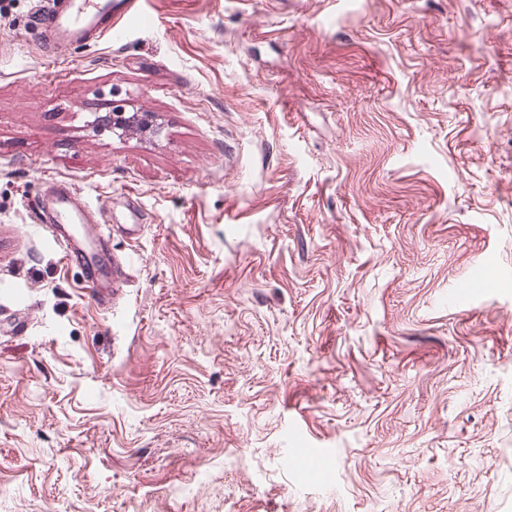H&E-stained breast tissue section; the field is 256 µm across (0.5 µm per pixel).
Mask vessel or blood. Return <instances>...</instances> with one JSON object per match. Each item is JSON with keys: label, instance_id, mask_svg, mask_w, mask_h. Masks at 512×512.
<instances>
[{"label": "vessel or blood", "instance_id": "obj_1", "mask_svg": "<svg viewBox=\"0 0 512 512\" xmlns=\"http://www.w3.org/2000/svg\"><path fill=\"white\" fill-rule=\"evenodd\" d=\"M137 0H43L33 19L49 57L74 41L111 36L121 39L122 20L140 19ZM81 191L73 184L59 183L53 209L41 210L37 222L44 224L48 240L69 261L81 262L93 275L96 287L112 290L117 277L102 232L86 228L87 212L80 203Z\"/></svg>", "mask_w": 512, "mask_h": 512}]
</instances>
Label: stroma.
Wrapping results in <instances>:
<instances>
[{
  "label": "stroma",
  "mask_w": 512,
  "mask_h": 512,
  "mask_svg": "<svg viewBox=\"0 0 512 512\" xmlns=\"http://www.w3.org/2000/svg\"><path fill=\"white\" fill-rule=\"evenodd\" d=\"M39 7L0 0V512H512V0H139L55 59ZM120 104H116L112 108V112L105 118L96 117L91 125L99 127L100 125H108L112 123V130H121L122 133L135 132V131H152L154 134L160 132V127L155 124L154 113L140 112L133 113L126 116ZM81 191L67 182H58L56 203L52 210L45 206L35 214L36 222L44 224L48 240L61 250L67 261L81 262L93 275L96 288H105L103 295H111L117 277L109 255L105 235L86 229L90 224L85 206L80 204Z\"/></svg>",
  "instance_id": "1"
}]
</instances>
